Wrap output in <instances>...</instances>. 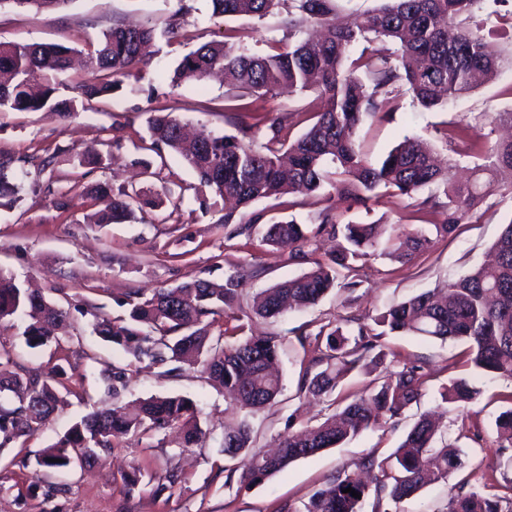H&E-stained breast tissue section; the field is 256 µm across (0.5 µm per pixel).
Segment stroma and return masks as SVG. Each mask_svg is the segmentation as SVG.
I'll return each mask as SVG.
<instances>
[{
    "instance_id": "35a3bbf8",
    "label": "stroma",
    "mask_w": 512,
    "mask_h": 512,
    "mask_svg": "<svg viewBox=\"0 0 512 512\" xmlns=\"http://www.w3.org/2000/svg\"><path fill=\"white\" fill-rule=\"evenodd\" d=\"M187 9L184 26L195 44L223 40L224 32H243L242 44L252 52L264 50L268 38H283L278 14L265 19L225 18L213 15L210 0H73L62 11L36 12L24 8L0 9V41L57 43L80 50L88 40L111 28L114 20L139 23L152 20L164 26L178 6ZM189 50L183 43L158 40L140 71L124 79L119 90L106 97L84 100L72 118L53 112H0V153L32 156V163L16 165L22 190L18 199L0 197V271L31 281L50 301L68 309L67 336L51 347L30 348L25 342L26 320L14 315L0 320V350L9 351L16 372L65 365L63 402L43 432L0 449V512H300L309 496L328 476L361 458L384 457L399 447L419 417L440 416L448 443L466 452L464 471L447 482L425 487L397 504V512H447L452 485L464 475L491 473L498 484L512 480V448H500L493 430L496 417L512 407V378L471 373L460 362L461 344L406 334L384 336L381 364L358 367L335 392L343 398L373 387L386 372L402 364L421 366L426 383L417 403L401 415L382 419L341 446L296 461L263 482L240 486L226 482L221 452L225 428L248 421L255 448H275L283 435L316 424L327 406L325 399L301 389L308 354L298 342L302 332H314L325 322L339 319L371 321L378 313L413 295L442 288L472 267L487 261L504 224L512 220V199L492 195L473 209L445 237L408 263L375 257L358 265L350 275L352 288L335 287L314 307L261 318L252 311L254 295L277 282L307 270L306 262L290 258L287 249L260 244L264 221L296 216L306 218L323 208L321 197L286 195L255 202L251 213L261 215L251 235L226 239L217 222L219 208L203 207L210 192L195 173L175 158H168L161 176L132 167L133 141L146 132L154 110L167 109L183 123L221 134H238L232 93L219 81L204 89L174 88L161 75L171 70ZM251 110L284 111L290 136L309 125L321 101L315 93L248 95ZM512 110V72L482 84L457 98L452 107L425 110L410 97L397 99L388 113L364 118L357 139L367 158L379 161L404 136L422 139L439 158L457 163L466 177L473 158L453 152L444 132L461 116ZM103 158L99 167L82 165L87 151ZM118 186L135 183L142 190L167 189L170 199L147 212L143 220L124 224H89L83 213L84 194L100 181ZM69 200L57 206L58 195ZM343 221H382L410 230L421 227L417 198L379 194L368 206L338 201ZM249 273L242 286L235 314L252 323L256 333L279 339L282 391L275 404L244 415L231 403L223 387L198 368L171 369L152 365L130 375L118 397L107 394L104 369L127 368L132 358L121 348L102 342L92 331L95 316L126 315L130 292L174 286L192 278L223 282L239 268ZM465 377L481 395L470 406H451L441 399L443 388ZM150 396H181L200 410L204 436L198 446L180 447L174 434H160L151 443L125 437L120 448L101 454L86 467L71 465L51 471L38 464L42 448L63 436L71 425L96 408H112ZM178 467L184 480L163 495L139 485L127 492L124 477L133 469L161 475Z\"/></svg>"
}]
</instances>
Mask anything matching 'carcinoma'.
I'll return each instance as SVG.
<instances>
[{"label": "carcinoma", "mask_w": 512, "mask_h": 512, "mask_svg": "<svg viewBox=\"0 0 512 512\" xmlns=\"http://www.w3.org/2000/svg\"><path fill=\"white\" fill-rule=\"evenodd\" d=\"M72 0H0L4 6L35 11L62 10ZM212 15L262 19L279 5H287L281 27L288 42L272 39L267 50L249 53L232 42L210 41L185 54L170 77L174 87H201L214 74L224 78L230 92L272 94L288 90H314L324 100L322 110L300 136L287 141L284 117L247 108L240 114L243 137L203 129L193 137L185 133L172 113L154 112L147 121L150 146L159 158L179 157L200 183L224 201L217 223L228 228L227 238L242 235L261 219L246 217V209L261 199L277 198L297 189L367 204L384 188L411 197L427 188L431 195L422 206L441 209L434 225L439 236L450 235L470 213L473 204L508 185L512 189V139L487 144L476 133L477 124L461 118L453 123L451 139L465 145L466 154L477 153L483 163L472 167L464 182L454 179L453 164L437 165L414 137H406L379 162H370L356 144L363 117L387 110L402 93L424 109L442 107L472 90L479 79L496 78L504 65L501 52L485 32L512 31V0H378L379 5L356 15L349 24L336 17L339 0H210ZM161 37H185L184 27L157 28L150 22L125 25L120 21L84 48V63L92 79L77 82L78 95L57 96L59 76L69 67L72 49L54 43L0 41V112H39L50 109L68 118L79 111L81 98L110 95L122 79L143 62V51ZM387 39L395 49L382 54L373 43ZM446 201L438 202L439 195ZM94 211L90 224H123L136 219L150 198L140 189L113 188L102 181L86 191ZM337 239L336 249L322 257L317 237ZM379 224H342L326 206L307 221H274L262 243L287 247L293 258L311 261L304 273L274 284L253 299V311L274 317L289 308L317 304L355 264L387 256L409 261L431 247L423 231L403 230L381 241ZM492 263L471 269L448 283L440 297L431 292L412 296L373 319L344 326L329 321L314 334H304L301 346L317 353V371L306 368L302 389L315 397L331 396L341 379L357 368L364 354L389 333H406L467 346V363L479 373L512 377V219L493 245ZM244 272L228 273L224 285L192 278L173 287L136 291L128 299V315L95 317L93 331L104 341L122 348L141 363L199 365L210 378L227 389L240 408L249 413L276 402L281 377L272 371L278 357L275 336H244V325L212 332L211 315L224 313L237 319L234 308ZM18 312L28 318L24 335L35 347L49 343L50 330L64 325L67 312L41 293L24 288L0 272V318ZM9 352H0V393L8 392L12 404H0V447L37 434L58 408L56 383L65 370L52 366L25 374L11 370ZM425 374L417 365L405 364L365 394L336 405L323 422L304 433L283 438L277 455L268 456L251 446L245 421L224 431L225 484L235 473L240 483L251 485L280 472L290 464L341 445L418 401ZM480 391L466 379H453L442 394L450 405L476 403ZM176 426L181 447L201 442L199 410L179 396H151L131 410L97 409L83 417L55 443L42 449L39 465L57 470L78 457L90 461L99 451L120 446L122 438H151ZM497 437L512 445V408L495 420ZM462 449L439 442L437 430L422 416L404 441L382 460L368 455L352 468L336 471L326 486L316 490L303 512H361L362 500L373 499V512H390V505L414 496L429 483L448 481V475L465 465ZM176 468L157 477L159 496L182 481ZM477 485L465 478L453 487L448 512H512V496L498 493L486 475ZM352 488L361 498L344 492Z\"/></svg>", "instance_id": "1"}]
</instances>
